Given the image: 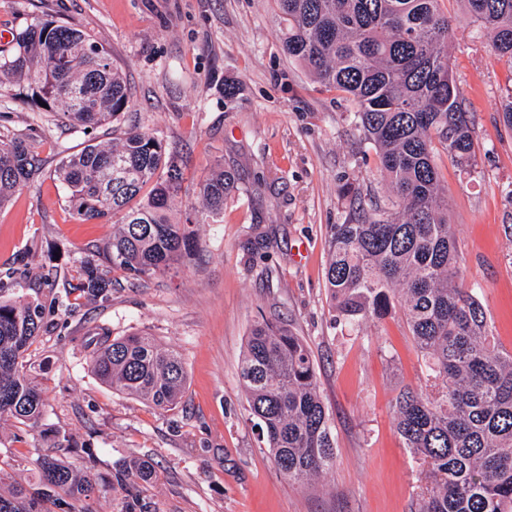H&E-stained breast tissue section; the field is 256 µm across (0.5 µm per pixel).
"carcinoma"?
<instances>
[{
    "instance_id": "1",
    "label": "carcinoma",
    "mask_w": 512,
    "mask_h": 512,
    "mask_svg": "<svg viewBox=\"0 0 512 512\" xmlns=\"http://www.w3.org/2000/svg\"><path fill=\"white\" fill-rule=\"evenodd\" d=\"M273 2L283 51L351 101L391 189L370 216L332 225L325 276L337 321L356 330L398 308L425 361L428 384L401 390L393 404L396 433L427 466L417 512H512V353L499 350L478 289L464 287L437 166L442 153L466 172L477 165L474 127L448 58V16L439 0ZM461 2L468 24L512 67V0ZM16 90L74 129L107 127L130 104L110 52L62 19H37L0 48V97ZM38 167L28 141L0 139V206ZM55 176L80 220L112 225L72 288L88 301L108 298L112 270L142 280L176 268L195 247L192 226L216 223L238 191L236 171L219 167L199 185L201 207L173 220L182 175L160 134L140 128L66 156ZM43 326L39 305L0 300V421L30 428L49 449L35 459L38 488L0 486V512H72L71 502L110 487L91 473V448L41 428L43 391L25 353ZM89 366L101 383L158 409L185 393L180 354L147 333L102 331ZM240 376L283 475L304 483L329 469L336 439L309 347L290 325L252 326ZM63 451L80 454L86 470ZM157 477L148 456L113 475L132 488Z\"/></svg>"
}]
</instances>
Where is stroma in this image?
<instances>
[{"label":"stroma","mask_w":512,"mask_h":512,"mask_svg":"<svg viewBox=\"0 0 512 512\" xmlns=\"http://www.w3.org/2000/svg\"><path fill=\"white\" fill-rule=\"evenodd\" d=\"M64 18L109 50L130 108L90 132L43 110L0 99V139L28 140L39 170L0 207V297L45 308L26 359L45 399L43 424L90 445L95 471L148 455L155 483L136 493L151 512H416L426 465L393 428L392 402L428 371L400 310L353 330L335 324L326 288L330 227L371 212L387 184L349 103L318 84L281 45L272 0H0V27ZM450 62L471 112L478 164L437 159L466 283L478 284L498 344L512 352V130L500 103L512 68L475 27L455 32ZM234 84L233 98L224 95ZM138 126L162 134L184 177L174 204L198 205L216 166L241 191L177 270L146 281L112 271L106 300L69 296L79 261L112 234L81 221L54 176L93 139ZM290 322L309 345L336 438L332 467L305 484L278 469L249 412L239 365L251 327ZM147 332L177 351L188 380L163 411L102 384L88 366L98 328ZM38 450L27 427L0 423V482L32 484Z\"/></svg>","instance_id":"obj_1"}]
</instances>
